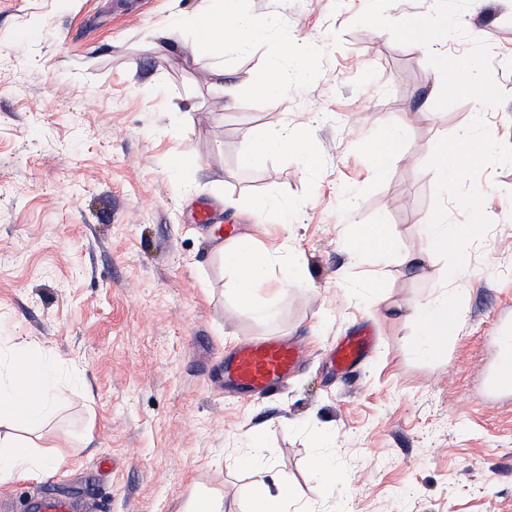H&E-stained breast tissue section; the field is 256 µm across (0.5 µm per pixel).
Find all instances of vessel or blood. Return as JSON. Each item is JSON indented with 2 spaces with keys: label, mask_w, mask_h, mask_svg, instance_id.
Listing matches in <instances>:
<instances>
[{
  "label": "vessel or blood",
  "mask_w": 512,
  "mask_h": 512,
  "mask_svg": "<svg viewBox=\"0 0 512 512\" xmlns=\"http://www.w3.org/2000/svg\"><path fill=\"white\" fill-rule=\"evenodd\" d=\"M494 329L500 337L497 355L487 375L490 393H512V321L498 316ZM374 344L371 331L357 327L330 351L332 369L347 376L354 372ZM306 351L301 344L277 337L242 342L224 357V377L235 391L253 398L275 391L304 362ZM34 512H100L95 501L45 493L35 500Z\"/></svg>",
  "instance_id": "b4317fda"
}]
</instances>
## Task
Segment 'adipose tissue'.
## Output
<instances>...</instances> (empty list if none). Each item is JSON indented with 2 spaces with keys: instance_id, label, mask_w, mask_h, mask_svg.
Returning a JSON list of instances; mask_svg holds the SVG:
<instances>
[{
  "instance_id": "obj_1",
  "label": "adipose tissue",
  "mask_w": 512,
  "mask_h": 512,
  "mask_svg": "<svg viewBox=\"0 0 512 512\" xmlns=\"http://www.w3.org/2000/svg\"><path fill=\"white\" fill-rule=\"evenodd\" d=\"M182 23L196 33L209 38L216 50L237 49L257 39L268 27L264 19L255 17L229 4L228 0H210L209 5L183 18ZM307 131L283 127L270 139L252 138L247 142L244 161L283 149H291L301 157H309ZM486 132L477 126L464 130L455 144L439 149L433 157V171L441 182L454 180L465 161L475 159L484 150ZM479 231L478 225H429L424 241L426 248H450L457 252L472 246ZM224 262L239 273L237 288L241 303L252 304L258 292H279V285L265 276L269 264L267 255L242 241L224 250ZM463 303L459 289L440 283L435 296L428 302L410 307L411 320L421 329L419 350L427 357L438 356L444 342L448 321L457 317ZM11 361L0 364V420L23 415L37 425L53 415L63 392L52 382V369L45 361L43 348L35 342H19L13 347ZM63 456L37 457L27 442L17 438H0V482L15 478L38 476L59 470Z\"/></svg>"
}]
</instances>
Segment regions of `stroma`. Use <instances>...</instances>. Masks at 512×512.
<instances>
[{"instance_id":"stroma-1","label":"stroma","mask_w":512,"mask_h":512,"mask_svg":"<svg viewBox=\"0 0 512 512\" xmlns=\"http://www.w3.org/2000/svg\"><path fill=\"white\" fill-rule=\"evenodd\" d=\"M206 3L0 0V346L38 341L68 388L49 422L10 428L60 447L65 466L0 485V501L93 492L107 512H187L211 493L220 512H247L281 476L291 512H512V398L483 385L494 320L512 312V0H448L429 54L399 21L430 0H241L270 26L220 71L174 26ZM284 28L296 49L283 86L256 93ZM458 68L490 85L494 109L438 88ZM285 123L308 129L313 166L284 151L243 164L249 138ZM476 125L483 156L441 184L436 147ZM391 126L399 156L380 175L369 146ZM474 188L479 219L463 203ZM266 199L287 204V223L255 220ZM201 200L217 223L196 222ZM437 222L481 232L466 253L400 264ZM361 224L385 225L396 257L357 253ZM234 240L288 280L260 297L274 318L238 301L222 254ZM439 271L464 304L427 358L407 305L433 298ZM363 324L376 344L343 378L327 352ZM264 336L308 359L276 394L238 402L224 356ZM255 436L261 473L238 464ZM322 445L342 485L313 470Z\"/></svg>"}]
</instances>
